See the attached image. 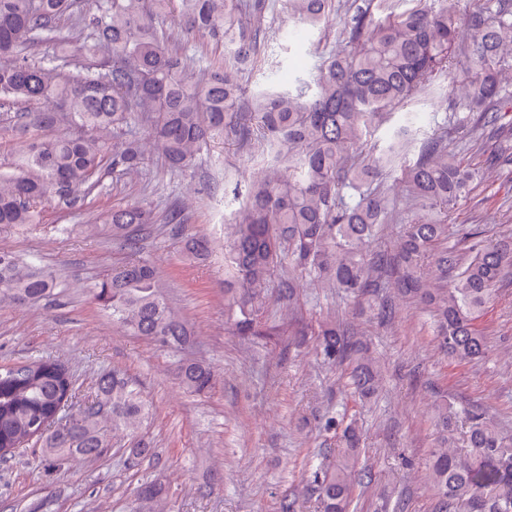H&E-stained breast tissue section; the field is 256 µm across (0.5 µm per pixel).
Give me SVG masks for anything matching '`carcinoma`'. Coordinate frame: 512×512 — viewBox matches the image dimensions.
<instances>
[{"mask_svg":"<svg viewBox=\"0 0 512 512\" xmlns=\"http://www.w3.org/2000/svg\"><path fill=\"white\" fill-rule=\"evenodd\" d=\"M365 0L344 31L345 46L324 57L313 82L297 92L277 88L249 91L242 76L258 63L267 38L273 0H0V130L17 149L0 163V227L26 229L40 223L39 205L55 200L73 208L103 188L102 173L118 177L144 168L148 147L161 152L169 168H193L201 150L234 142L259 144L274 155L248 184L242 206L227 224L224 245V303L239 336H266L262 320L273 286L293 298L297 280L362 296L376 287L384 257L373 243L396 212L397 202L376 181L395 152L412 135V119L396 130V141L368 162L357 149L392 110L454 71L470 75L466 93L482 111L476 121L453 117L470 128L476 151L493 135L500 152L491 166L512 160V129L498 124L512 101L501 77L512 72V0H484L466 15L459 0ZM282 9L307 31L322 30L338 0H281ZM78 16L83 49L64 14ZM222 43L224 63L196 81L195 57L173 45L160 25L166 17ZM470 40L460 47L458 35ZM51 50L49 64L29 58V46ZM50 101L39 112L15 108L20 101ZM150 130L145 139L133 132ZM406 184L404 211L411 214L398 245L399 299L430 307L436 341L451 359L470 362L489 350L478 324L494 300V285L512 275V237L472 239L470 255L448 248V209L467 197L483 178L480 167L448 151V128L424 138L418 158L399 167ZM95 229L107 230L133 253L156 230L145 203L117 206L99 214ZM188 260L211 252L206 236H181ZM288 279L276 281L283 262ZM59 273L33 260L0 251V303L28 304L54 295ZM90 300L112 320L162 347L184 344L189 326L170 305L155 268L135 260L112 266L86 287ZM332 323L319 326L316 349L334 365L354 361L351 382L361 398L379 387L375 361L360 342ZM181 383L203 393L214 372L201 362L179 367ZM149 406L139 385L114 370L96 383L94 399L77 401L69 367L38 358L0 367V461L35 439L43 457L63 464L95 460L115 432L134 434ZM465 447L454 446L448 405L435 409L434 446L425 484L435 512H512V434L484 412H463ZM336 463L313 474L318 512H349L359 481V434L348 426ZM131 463L159 459L148 442L128 449ZM135 512H173L168 491L142 482Z\"/></svg>","mask_w":512,"mask_h":512,"instance_id":"cac0c4a2","label":"carcinoma"}]
</instances>
